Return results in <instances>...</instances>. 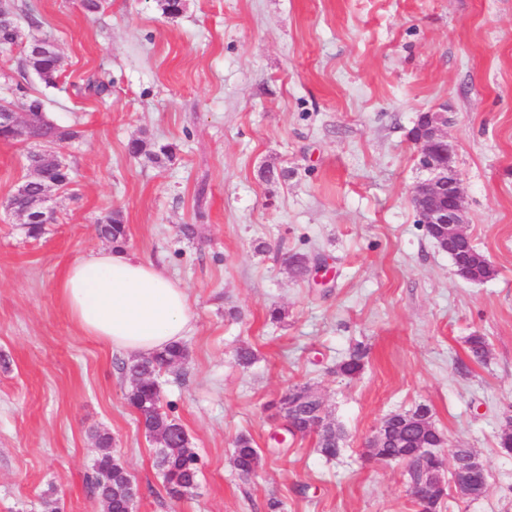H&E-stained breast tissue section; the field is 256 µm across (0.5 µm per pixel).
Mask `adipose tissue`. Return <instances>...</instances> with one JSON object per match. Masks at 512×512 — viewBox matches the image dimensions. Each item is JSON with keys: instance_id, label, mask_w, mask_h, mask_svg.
<instances>
[{"instance_id": "obj_1", "label": "adipose tissue", "mask_w": 512, "mask_h": 512, "mask_svg": "<svg viewBox=\"0 0 512 512\" xmlns=\"http://www.w3.org/2000/svg\"><path fill=\"white\" fill-rule=\"evenodd\" d=\"M58 291L85 335L129 356L162 351L193 329L187 288L121 245L78 259Z\"/></svg>"}]
</instances>
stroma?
I'll return each mask as SVG.
<instances>
[{
    "instance_id": "35a3bbf8",
    "label": "stroma",
    "mask_w": 512,
    "mask_h": 512,
    "mask_svg": "<svg viewBox=\"0 0 512 512\" xmlns=\"http://www.w3.org/2000/svg\"><path fill=\"white\" fill-rule=\"evenodd\" d=\"M16 4L23 39L51 38L63 67L48 84L21 44L0 47V103L41 99L73 131V182L36 237L0 206V512H102L86 476L103 433L140 489L136 512H414L403 465L363 453L386 415L420 404L444 454L473 449L488 471L483 496H447L441 512H512L499 446L512 415V0H185L175 17L160 0ZM440 103L468 233L497 270L482 283L456 274L410 202L425 173L409 132ZM136 137L173 145V160L130 156ZM26 149L0 141V203L28 175ZM269 164L287 180L268 183ZM116 211L127 247L190 293L187 358L159 377L201 459L179 497L126 401V356L82 333L58 293L73 262L108 247L98 228ZM291 253L325 265V284L295 276ZM475 334L482 363L468 358ZM358 346L363 372L338 374ZM294 386L343 429L336 458L313 436L274 441V404ZM241 434L262 456L246 480Z\"/></svg>"
}]
</instances>
